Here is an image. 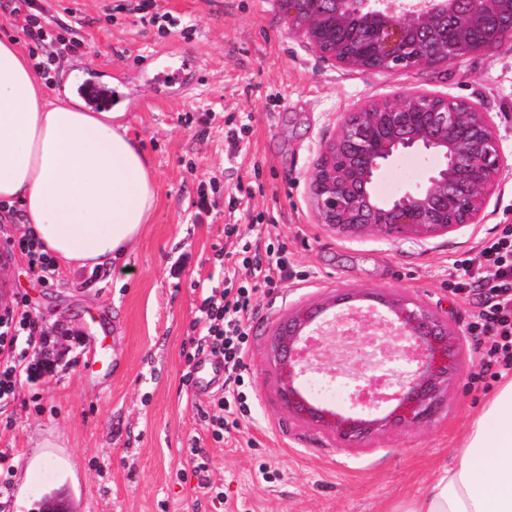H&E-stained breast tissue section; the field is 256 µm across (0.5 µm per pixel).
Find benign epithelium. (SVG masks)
Segmentation results:
<instances>
[{
  "label": "benign epithelium",
  "instance_id": "obj_1",
  "mask_svg": "<svg viewBox=\"0 0 512 512\" xmlns=\"http://www.w3.org/2000/svg\"><path fill=\"white\" fill-rule=\"evenodd\" d=\"M288 33L322 59L381 73L431 68L512 40V0H280ZM423 152L437 166L425 183L377 199L373 179L397 154ZM503 171L495 121L475 102L422 90L340 115L307 180L317 223L342 237L421 240L481 224ZM336 358L358 382L357 412L317 405L303 377ZM463 330L398 292L338 291L292 309L272 334L277 392L296 418L349 444L433 419L464 374Z\"/></svg>",
  "mask_w": 512,
  "mask_h": 512
}]
</instances>
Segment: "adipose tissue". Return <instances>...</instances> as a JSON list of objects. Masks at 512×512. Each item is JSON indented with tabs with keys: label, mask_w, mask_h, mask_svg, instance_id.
<instances>
[{
	"label": "adipose tissue",
	"mask_w": 512,
	"mask_h": 512,
	"mask_svg": "<svg viewBox=\"0 0 512 512\" xmlns=\"http://www.w3.org/2000/svg\"><path fill=\"white\" fill-rule=\"evenodd\" d=\"M156 201L151 163L123 113L49 94L18 41L0 40V206L19 204L51 255L91 270L125 260ZM402 512H512V380L473 420L458 464Z\"/></svg>",
	"instance_id": "ef3b65f1"
}]
</instances>
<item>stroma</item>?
Here are the masks:
<instances>
[{"label": "stroma", "instance_id": "35a3bbf8", "mask_svg": "<svg viewBox=\"0 0 512 512\" xmlns=\"http://www.w3.org/2000/svg\"><path fill=\"white\" fill-rule=\"evenodd\" d=\"M50 18L73 10L84 53L66 58L55 89L84 67L100 82L136 79L143 56L179 51L202 69L198 84L160 99L150 87L128 109L131 134L156 175L150 224L125 266L90 276L60 269L45 288L26 255L10 245L21 213L0 219L10 250L1 272L49 328L78 332L75 360L57 376L23 383L0 403V455L11 494L32 502L66 485L76 512H216L183 459L204 432L218 382L198 392L183 376L181 351L202 289L224 281L214 244L282 251L283 287L252 298L244 379L251 411L223 443L206 441L209 476L224 488L223 512H395L444 465L497 385L483 348L467 339L462 380L426 424L343 448L280 403L267 362L272 333L288 311L346 289L398 291L469 329L478 309L457 289L463 262L482 241L512 226V41L433 69L352 71L324 61L292 37L275 0H156L178 19L167 35L143 24L135 0H47ZM194 27L184 35L182 24ZM411 89L447 93L490 112L504 160L502 183L483 223L425 240L342 238L316 223L307 176L340 113ZM241 129L237 151L225 141ZM219 191L206 209L200 185ZM238 234L225 238L224 227Z\"/></svg>", "mask_w": 512, "mask_h": 512}]
</instances>
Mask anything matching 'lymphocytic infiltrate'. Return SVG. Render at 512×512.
<instances>
[{
  "label": "lymphocytic infiltrate",
  "mask_w": 512,
  "mask_h": 512,
  "mask_svg": "<svg viewBox=\"0 0 512 512\" xmlns=\"http://www.w3.org/2000/svg\"><path fill=\"white\" fill-rule=\"evenodd\" d=\"M28 46L35 67L46 83H53L61 53H78L84 43L72 24L48 21L47 10L36 0H0ZM466 273L478 288L481 308L476 331L491 336L488 365L512 370V230L488 240L469 262ZM288 277V265L280 253L244 257L239 269L229 271L230 284L206 288L201 294L199 315L192 321V334L184 342L181 357L192 366L202 351H209L224 363V374L236 388L231 394L214 397L205 414V431L213 442L224 440L234 414L250 411L251 394L242 374L248 336L247 322L253 293L276 288ZM59 341L40 323L26 298L0 312V401L16 398L22 381L54 375L61 355Z\"/></svg>",
  "instance_id": "lymphocytic-infiltrate-1"
}]
</instances>
